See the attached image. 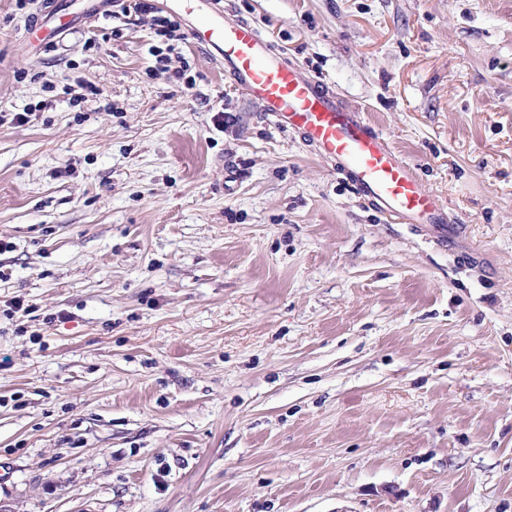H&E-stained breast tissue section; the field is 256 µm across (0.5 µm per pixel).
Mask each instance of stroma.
Wrapping results in <instances>:
<instances>
[{
	"mask_svg": "<svg viewBox=\"0 0 512 512\" xmlns=\"http://www.w3.org/2000/svg\"><path fill=\"white\" fill-rule=\"evenodd\" d=\"M51 2L0 0V512H512V0H218L415 167L444 247L209 50L150 73L184 14L70 0L38 48ZM75 21L73 16L66 12L64 4L59 3L57 9L41 13L35 20L28 21L25 31L27 35L31 33L40 34L42 40L53 39L59 33L74 25ZM157 28L155 29V36L159 45H152L149 47V54L155 58L154 70L158 74L165 73V65L160 66L161 63H166L168 55L178 50L180 43L186 40L183 32H180V25L167 19L166 17H157L154 19Z\"/></svg>",
	"mask_w": 512,
	"mask_h": 512,
	"instance_id": "obj_1",
	"label": "stroma"
}]
</instances>
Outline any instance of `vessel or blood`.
I'll use <instances>...</instances> for the list:
<instances>
[{
	"label": "vessel or blood",
	"instance_id": "1",
	"mask_svg": "<svg viewBox=\"0 0 512 512\" xmlns=\"http://www.w3.org/2000/svg\"><path fill=\"white\" fill-rule=\"evenodd\" d=\"M182 7L191 18V39L221 59L225 73L247 90L259 111L337 162L359 194L389 222L424 225L435 241L447 244L454 227L446 205L425 189L388 139L349 110L336 92L272 53L255 26L226 22L211 0H183ZM73 23V16L60 7L38 15L25 31L52 39Z\"/></svg>",
	"mask_w": 512,
	"mask_h": 512
}]
</instances>
